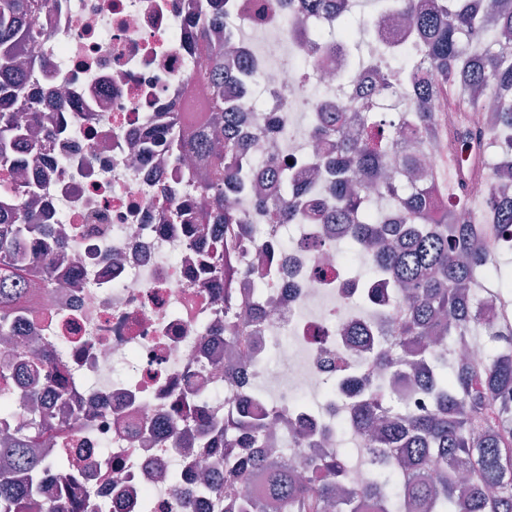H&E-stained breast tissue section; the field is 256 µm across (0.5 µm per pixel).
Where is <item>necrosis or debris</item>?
<instances>
[{
	"label": "necrosis or debris",
	"instance_id": "obj_1",
	"mask_svg": "<svg viewBox=\"0 0 512 512\" xmlns=\"http://www.w3.org/2000/svg\"><path fill=\"white\" fill-rule=\"evenodd\" d=\"M194 0H54L50 18L34 17L35 57L46 66L31 93L37 111L63 121L67 134L46 145L28 178L36 194L25 211L56 225L67 246L54 259L69 270L27 318L6 353L17 358L50 345L74 384L73 401L91 409L76 422V492L95 488L109 512H177V492L194 488L200 469L223 465L224 447H199L178 424L186 401L199 417L247 406L276 411L279 454L302 468L303 437L352 441L351 482L368 486L372 451L351 427L339 428L382 370L374 352L387 341L388 313L402 302L382 277L350 273L336 250L343 226L316 209L331 200L328 174L312 160L330 147L313 131L316 113L333 111L338 80L386 113L404 89L396 74L384 94L360 81L363 67L329 61L315 43L332 17H312L305 40L289 27L294 0H227L223 33L249 69L225 85V107L250 143L244 176L256 181L269 160L287 165L306 187L296 234L285 238L237 184L225 191L246 217L245 262L271 257L274 271L241 276L236 306L224 311V283L199 278L211 237L190 235L200 211L182 166L146 151L186 106L187 81L210 76L192 49ZM267 102H260V94ZM235 327L241 371L224 369V331Z\"/></svg>",
	"mask_w": 512,
	"mask_h": 512
}]
</instances>
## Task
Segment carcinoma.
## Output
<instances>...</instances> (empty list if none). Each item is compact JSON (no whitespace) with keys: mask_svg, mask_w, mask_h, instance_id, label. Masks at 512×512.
Masks as SVG:
<instances>
[{"mask_svg":"<svg viewBox=\"0 0 512 512\" xmlns=\"http://www.w3.org/2000/svg\"><path fill=\"white\" fill-rule=\"evenodd\" d=\"M226 0H197L193 24L195 48L213 80L205 86L206 112L189 123L177 115L159 139L176 161L205 148L211 139L222 149L208 153L184 173L185 182L204 208L203 219L221 229L213 275L224 280V312L233 311L232 288L241 272L239 238L248 233L242 215L226 200L224 182L248 159L236 138L232 113L224 111L219 76L224 50L218 43ZM304 10L328 11L341 35L348 34L347 0H298ZM379 13L399 10L409 17L418 63L407 70L408 93L392 119L411 145L396 157L395 173L383 177L391 143L370 117L359 140L344 132L345 111L314 123L319 138L336 140L335 203L324 223L349 226L355 252L373 249L369 270L382 268L407 290L405 308L393 319L392 353L385 356L396 374L432 396L434 409L406 413L377 385L351 408L357 430L380 461L376 480L358 490L340 475L341 449L310 450L308 473L296 475L267 448L268 419L247 411L211 419L197 432L212 446L224 442V485L209 482L200 491L219 500L236 493L235 481L258 469L265 475L261 493L238 494L239 512H512V270L496 262L502 228L512 225V14L494 10L485 0H378ZM50 0H0V172L13 173L47 142H56L64 126H51L44 139H33L32 123L44 120L32 111L29 90L43 62L32 55L34 35L28 18L49 12ZM458 110L459 123L446 134L448 148L463 145L467 165L456 176L454 200L437 177L402 186L396 172L411 175L422 160L413 143L441 132L434 104L442 96ZM285 182L284 195L260 200L275 224H294L297 205L289 200L288 173L271 170ZM398 209L396 223L373 220L363 188ZM37 191L33 182L0 180V337L12 336L16 324L33 312L35 289L68 277L56 267L62 247L54 225L38 224L25 214L20 198ZM494 297L498 311L488 325L480 306ZM482 341L479 361L448 362V346ZM59 367L46 355L17 366L0 359V512H79L66 489L43 499L44 461L39 448L61 443L71 434L74 410L68 389L60 385L54 403L42 399L45 381L54 382ZM28 388L38 413L18 426L11 391Z\"/></svg>","mask_w":512,"mask_h":512,"instance_id":"1","label":"carcinoma"}]
</instances>
